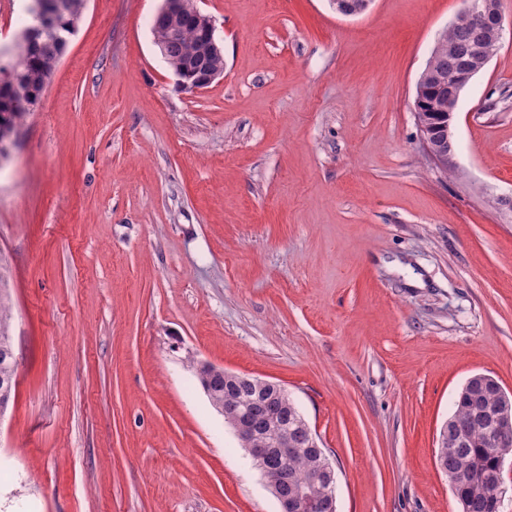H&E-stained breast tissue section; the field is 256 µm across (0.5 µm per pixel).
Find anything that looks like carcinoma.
Here are the masks:
<instances>
[{"label":"carcinoma","instance_id":"obj_1","mask_svg":"<svg viewBox=\"0 0 512 512\" xmlns=\"http://www.w3.org/2000/svg\"><path fill=\"white\" fill-rule=\"evenodd\" d=\"M443 44L433 48L431 67L437 73L448 74L458 68L467 57L473 32L464 26L450 24L442 32ZM201 40L200 30L191 22H186L179 36L167 41V56L179 63H188L199 59L198 46ZM66 46L58 44L53 38L46 37L34 44L26 39L16 46L14 60L19 65L16 84L0 87V113L10 114L8 121L0 119V139L15 130L27 115V111L18 109L12 102L22 97L30 104L37 103L45 85L51 80L57 55L63 54ZM9 294L0 289V400L9 401L14 394V379L17 363L13 362L10 351L14 349L10 326L12 313L6 305ZM498 381L493 377H473L467 387L458 393L455 409L450 415L457 430L455 442L451 448H437L445 453L448 473L467 471L474 462L482 464L481 474L489 483L498 476L500 454L508 450L512 436L504 446L497 447L489 443V411L494 406ZM216 398L224 405L235 409L244 420L258 431L256 445L270 451L264 470V478L270 484H279L281 472L276 461L277 449L272 447L268 434V420L272 417L288 426L293 433L299 432L300 415L294 400L284 390L256 391L246 385L226 383L222 380L213 386ZM324 463V449L300 447L292 451L288 459L290 482L288 491L303 486L309 488L314 499L328 502L325 494L327 483H311V478ZM456 497L466 501V512H495L494 500L490 491H470L455 488Z\"/></svg>","mask_w":512,"mask_h":512}]
</instances>
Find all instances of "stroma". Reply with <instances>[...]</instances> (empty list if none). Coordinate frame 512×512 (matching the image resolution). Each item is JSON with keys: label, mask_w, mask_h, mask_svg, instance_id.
I'll list each match as a JSON object with an SVG mask.
<instances>
[{"label": "stroma", "mask_w": 512, "mask_h": 512, "mask_svg": "<svg viewBox=\"0 0 512 512\" xmlns=\"http://www.w3.org/2000/svg\"><path fill=\"white\" fill-rule=\"evenodd\" d=\"M162 4L87 0L0 161V512H279L200 363L290 392L337 512H459L439 430L471 375L512 390V32L444 164L414 99L464 0H196V92ZM194 2L164 0V6L159 12V17L166 22V28L154 32V42L163 49L165 48L167 56L175 62L203 61L197 53L202 36L200 30L194 24H197L203 31L202 54L206 57L223 56V48L215 37V28L212 21L197 9ZM187 19L192 20L194 24L186 21ZM185 21L180 35L168 40ZM198 67L202 68H192L190 65H185V67H178L175 68L173 71V74L175 77H177V81L182 86H185V75L186 72H194L199 75V80L197 81V84L191 87L192 91H199L203 90L206 87H208L215 79L223 75V70H216L211 71L208 70L207 67H203L202 64L197 65ZM9 294L6 290L0 289V402L1 399L8 402L11 395L14 394V388L17 387V363L13 362V357L9 354L14 350L10 326L12 320L11 308L6 305ZM16 377V378H15ZM15 379V385H14ZM16 386V387H15Z\"/></svg>", "instance_id": "1"}]
</instances>
